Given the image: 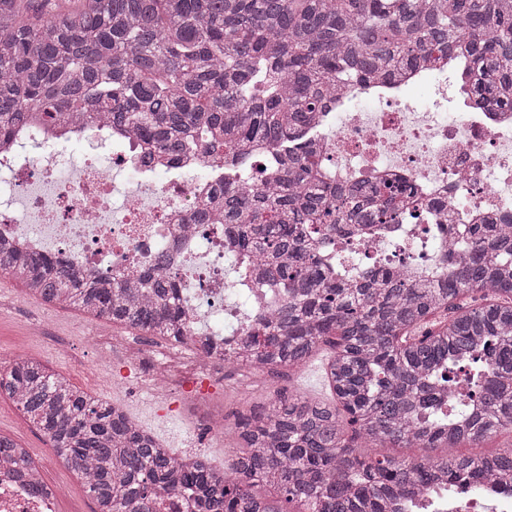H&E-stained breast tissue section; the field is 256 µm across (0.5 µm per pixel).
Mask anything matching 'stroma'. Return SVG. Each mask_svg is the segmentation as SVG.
<instances>
[{"label": "stroma", "instance_id": "35a3bbf8", "mask_svg": "<svg viewBox=\"0 0 512 512\" xmlns=\"http://www.w3.org/2000/svg\"><path fill=\"white\" fill-rule=\"evenodd\" d=\"M98 336L108 337L104 350L122 359L130 345H144L141 372H150L154 359L191 362L192 347L169 346L167 341L135 332L73 310L45 305L31 296L17 281L0 278V357H28L40 361L78 389L93 396L123 405L144 428L154 433L173 453L187 457L206 455L212 462L229 460L235 453L233 442L198 447L196 425L179 418L177 392L141 386L130 390L118 384L117 374L98 364L101 348ZM331 348L321 345L312 359L299 368H283L279 373L254 375L241 369L225 367L223 380L216 383V397L224 402L225 415L239 408L268 404L277 391L304 393L320 399L328 398L321 377L322 359ZM0 434L14 438L31 454L44 459L46 480L68 485L69 494L60 503V512H93L95 504L81 480L68 469L52 464L53 453L45 438L17 409L7 395H0Z\"/></svg>", "mask_w": 512, "mask_h": 512}]
</instances>
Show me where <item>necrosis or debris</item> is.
I'll return each instance as SVG.
<instances>
[{
	"label": "necrosis or debris",
	"instance_id": "necrosis-or-debris-1",
	"mask_svg": "<svg viewBox=\"0 0 512 512\" xmlns=\"http://www.w3.org/2000/svg\"><path fill=\"white\" fill-rule=\"evenodd\" d=\"M423 87L433 100L420 106L411 94ZM470 92L463 75L429 66L375 87L351 79L320 118L336 180L396 173L444 201L427 231L435 255L464 248L474 208L512 215V111L474 110ZM221 167L201 154L170 168L146 167L123 133L95 120L19 130L0 146V239L55 254L76 271L107 280L143 274L161 252L178 274L188 258L197 260V295L204 303L188 304L187 333L210 337L215 348L196 347L190 372L166 368L156 379L177 390L181 411L196 418L210 442L228 430L224 405L211 394L213 374L224 366L222 345L246 336L243 312L257 303L256 289L230 294L224 288L239 258L223 225L187 222L190 206L217 189ZM123 182L128 190H120ZM416 231L409 222L385 224L351 238L345 263L358 270L364 258L385 252L410 282H424L433 266L409 254ZM64 492L58 482L32 490L15 468L0 466V512H58ZM404 512H512V489L488 483L461 492L439 484L425 503H411Z\"/></svg>",
	"mask_w": 512,
	"mask_h": 512
}]
</instances>
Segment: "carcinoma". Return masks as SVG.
Instances as JSON below:
<instances>
[{
    "label": "carcinoma",
    "mask_w": 512,
    "mask_h": 512,
    "mask_svg": "<svg viewBox=\"0 0 512 512\" xmlns=\"http://www.w3.org/2000/svg\"><path fill=\"white\" fill-rule=\"evenodd\" d=\"M442 59L464 61L476 110L512 108V0H0V141L40 114L118 126L146 146V164L193 150L224 161L221 189L189 223L224 225L258 280L285 289L274 312L249 314L225 361L274 371L333 348L331 401L279 392L239 411V451L224 469L174 457L120 407L17 359L0 391L96 512H159L170 496L184 512H395V489L421 497L441 476L465 490L512 482V443L420 460L354 447L478 448L512 433V223L468 225V249L423 285L375 262L359 278L335 274L320 259L347 235L440 207L409 180L324 179L313 127L336 79L375 84ZM0 276L48 305L185 336L187 299L165 254L139 281L107 283L0 242ZM476 286L480 302L455 303ZM2 448L33 472L28 449L1 434Z\"/></svg>",
    "instance_id": "carcinoma-1"
}]
</instances>
